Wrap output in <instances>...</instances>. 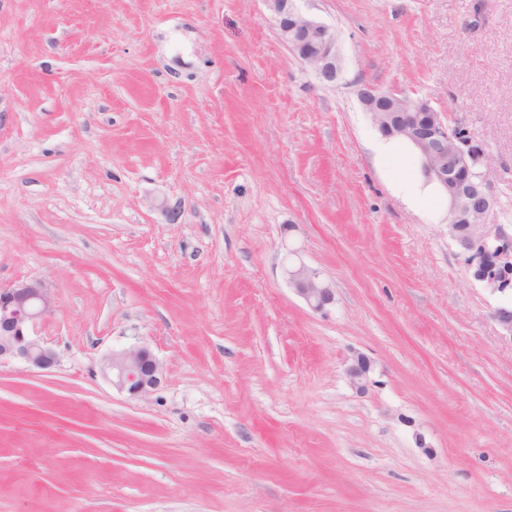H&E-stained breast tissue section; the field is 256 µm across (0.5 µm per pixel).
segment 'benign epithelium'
<instances>
[{"instance_id": "benign-epithelium-1", "label": "benign epithelium", "mask_w": 512, "mask_h": 512, "mask_svg": "<svg viewBox=\"0 0 512 512\" xmlns=\"http://www.w3.org/2000/svg\"><path fill=\"white\" fill-rule=\"evenodd\" d=\"M273 12L279 35L289 50L325 82L340 73L335 30L303 14L294 0H265ZM359 97L374 126L384 137H398L417 152L422 168L448 201V236L465 257L473 280L500 293L512 285V227L491 223L496 205L489 179L490 155L476 144L466 128L451 125L428 101L420 99L396 109L405 98L373 86L359 89ZM285 276L299 297L314 311L334 300L333 288L321 274L300 264L285 267ZM54 298L39 280L20 281L0 288V364L11 360L47 370L58 363L56 352L32 335L37 320L52 312ZM492 319L500 335L512 341V303L499 304ZM112 386L141 398L165 379L163 364L146 345L114 352L100 363ZM373 364L357 353L346 374L350 385L363 393L372 383Z\"/></svg>"}]
</instances>
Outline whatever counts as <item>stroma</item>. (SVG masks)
<instances>
[{"instance_id": "35a3bbf8", "label": "stroma", "mask_w": 512, "mask_h": 512, "mask_svg": "<svg viewBox=\"0 0 512 512\" xmlns=\"http://www.w3.org/2000/svg\"><path fill=\"white\" fill-rule=\"evenodd\" d=\"M297 6L336 83L264 0H0V286L50 290L59 357L0 365V512H512L503 296L445 201L395 192L358 97L464 126L512 225V0ZM137 342L165 381L132 399L99 365ZM273 12L279 35L289 50L325 82H335L340 73L335 30L303 14L294 0H265ZM285 276L299 297L314 311H323L334 300L333 288L321 274L305 264H288ZM372 371L371 360L360 353L352 356L346 368L350 385L360 393L365 392L372 383Z\"/></svg>"}]
</instances>
